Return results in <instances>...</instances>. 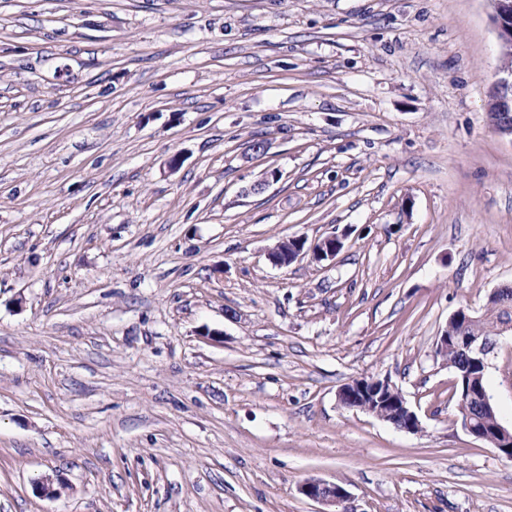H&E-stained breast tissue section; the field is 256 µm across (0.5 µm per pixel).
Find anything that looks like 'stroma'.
<instances>
[{"label": "stroma", "instance_id": "1", "mask_svg": "<svg viewBox=\"0 0 512 512\" xmlns=\"http://www.w3.org/2000/svg\"><path fill=\"white\" fill-rule=\"evenodd\" d=\"M492 12L0 0V512H319L309 478L353 512H512L436 353L512 286ZM364 376L421 432L342 406ZM487 381L511 428L512 335ZM292 242L296 243V248H293L294 253L288 251V246ZM305 244V239L299 237L282 240L268 253L269 260L278 267H288L308 254L316 261L332 259L341 247V242L335 236L314 242L307 248ZM300 493L305 497L335 510H320L319 512H351L349 495L344 487L337 483L322 479H308L300 486Z\"/></svg>", "mask_w": 512, "mask_h": 512}]
</instances>
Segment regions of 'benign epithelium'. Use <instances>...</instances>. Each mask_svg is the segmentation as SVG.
Listing matches in <instances>:
<instances>
[{
  "label": "benign epithelium",
  "mask_w": 512,
  "mask_h": 512,
  "mask_svg": "<svg viewBox=\"0 0 512 512\" xmlns=\"http://www.w3.org/2000/svg\"><path fill=\"white\" fill-rule=\"evenodd\" d=\"M494 13L492 23L497 35L502 56L512 55V0H492ZM489 112L512 113V68L503 67L494 76L492 93L486 104ZM341 247V242L334 236L326 237L312 245H306L303 238L285 239L276 244L268 253L269 260L278 267H286L293 262L311 255L317 261L331 259ZM453 343L466 351L477 367L486 368L490 348L481 336H459ZM338 401L349 409L359 410L380 420L391 423L395 428L416 433L421 424L417 414L408 406L406 399L391 380L387 378H360L345 384L338 392ZM474 402L482 406H492L493 400L481 383L462 380L459 411L462 429L474 438L483 439V428L471 413L470 405ZM497 450L507 459L512 460V428L498 423ZM300 493L305 497L335 512H351L349 495L344 487L322 479H308L300 486Z\"/></svg>",
  "instance_id": "7a95c632"
}]
</instances>
